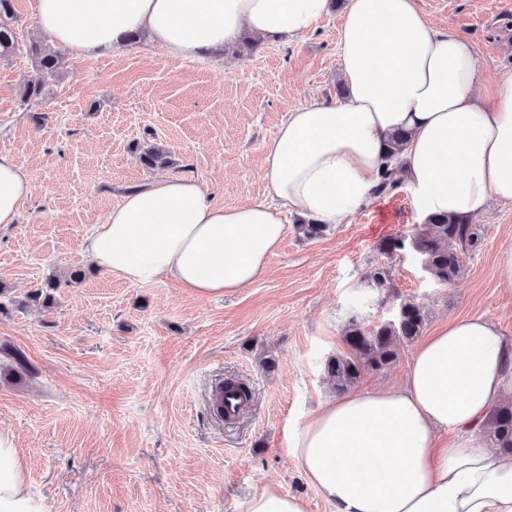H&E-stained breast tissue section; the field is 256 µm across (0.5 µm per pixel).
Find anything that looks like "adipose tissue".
Returning a JSON list of instances; mask_svg holds the SVG:
<instances>
[{
    "mask_svg": "<svg viewBox=\"0 0 512 512\" xmlns=\"http://www.w3.org/2000/svg\"><path fill=\"white\" fill-rule=\"evenodd\" d=\"M330 0H34L52 44L80 57L129 48L131 36L182 59L222 50L242 31L304 35ZM345 92L291 111L263 146L265 200L215 204L193 178L155 180L124 194L84 249L131 284L170 279L203 298L267 276L300 212L341 223L375 199L384 165L401 168L418 223L434 214L512 204V74L490 100L478 92L474 45L432 27L416 0H348L338 32ZM408 134L387 155L386 141ZM32 185L0 154V225L16 223ZM512 397V338L481 316L449 320L413 353L401 387L326 400L292 452L331 512H512V455L478 446L491 411ZM461 433V442L444 441ZM0 512H45L14 435L0 428Z\"/></svg>",
    "mask_w": 512,
    "mask_h": 512,
    "instance_id": "adipose-tissue-1",
    "label": "adipose tissue"
}]
</instances>
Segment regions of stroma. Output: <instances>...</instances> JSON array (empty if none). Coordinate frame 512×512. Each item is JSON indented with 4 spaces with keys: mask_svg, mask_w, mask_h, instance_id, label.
<instances>
[{
    "mask_svg": "<svg viewBox=\"0 0 512 512\" xmlns=\"http://www.w3.org/2000/svg\"><path fill=\"white\" fill-rule=\"evenodd\" d=\"M33 2L13 0L21 34L0 60V153L33 186L17 223L0 226V283L20 300L46 277L88 271L53 307L0 314V344L36 370L0 378V427L14 433L46 512H247L270 486L300 496L306 512H330L291 448L334 393L325 362L347 352V318L357 310L389 319L410 299L426 331L480 315L512 336V291L497 279L498 256L512 247V205L479 217L482 240L448 286L415 253L382 248L417 226L402 186L313 239L299 229L306 216L286 213L269 275L224 297L201 299L169 279L129 284L84 253L93 224L157 177L197 179L228 207L264 199V143L297 106L340 97L341 9L303 36L243 52L233 42L204 59L143 41L108 56L68 53L43 97L27 103L21 89L34 69L25 45L41 36ZM416 2L434 28L474 43L483 86L512 70V0ZM149 141L169 151L170 166L140 164L136 148ZM378 268L389 270L390 287H369ZM227 378L252 391L229 424L209 411Z\"/></svg>",
    "mask_w": 512,
    "mask_h": 512,
    "instance_id": "35a3bbf8",
    "label": "stroma"
}]
</instances>
